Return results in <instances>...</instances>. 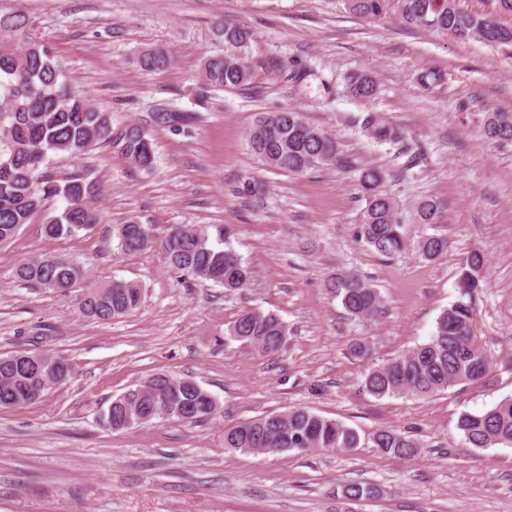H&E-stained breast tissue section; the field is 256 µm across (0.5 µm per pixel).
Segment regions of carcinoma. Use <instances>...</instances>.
I'll return each mask as SVG.
<instances>
[{
	"instance_id": "carcinoma-1",
	"label": "carcinoma",
	"mask_w": 512,
	"mask_h": 512,
	"mask_svg": "<svg viewBox=\"0 0 512 512\" xmlns=\"http://www.w3.org/2000/svg\"><path fill=\"white\" fill-rule=\"evenodd\" d=\"M489 8L467 10L459 0H345L348 10L362 18L375 19L396 13L408 26L427 28L459 41L476 40L512 49V0H487ZM19 20L0 22V40L21 37L24 47L0 50V245L10 241L34 216L44 215L43 232L50 238H72L102 221L97 207L102 196L100 181L88 168H77L58 177L49 167L51 156L76 155L99 143L112 147L140 172L155 169L153 142L145 127L118 121L75 94L50 51L39 41L23 35ZM252 34L235 23H224V52L209 55L202 65V78L209 88L247 85L252 72L245 52ZM168 57L161 50H147L140 67L153 71ZM352 96L371 99L378 92L376 80L367 74L349 84ZM362 132L374 141L402 138L384 117L369 114ZM485 135L496 141H512V117L490 112ZM250 151L266 167L298 174L319 166H338L359 172L358 181L367 195V206L357 224L356 238L380 255L403 252L410 244L407 225L401 223L395 200L381 186L385 172L360 166L346 156L336 138L311 125L302 113L261 112L247 131ZM441 207L423 201L418 223L440 222ZM119 247L136 253L157 246L168 266L184 281L211 282L227 291L250 285L251 271L228 241L229 231L210 225H181L158 240L153 228L129 220L116 229ZM414 248L425 260H435L448 250V240L437 234L420 237ZM484 253L475 249L460 263L458 297L436 320L429 339L414 348L384 360L371 361V346L364 339L350 345L356 357L366 361L362 387L376 397H430L460 384L482 380L492 371V360L483 350L472 353L476 303L483 291ZM15 277L32 286L68 293L86 278L83 269L62 257L29 259L18 263ZM327 291L355 318L376 315L380 293L353 272H340L326 281ZM143 291L133 281L114 280L90 288L80 297V312L87 318L109 321L131 315L140 306ZM227 334L252 346L261 357L281 352L288 337L287 325L275 314L258 308L241 312ZM41 361L39 377L27 371L28 361ZM70 373L67 360L47 353L16 352L0 356V408L31 404ZM218 409L213 396L194 378H176L156 373L113 399L114 431L128 430L160 419L197 423L212 418ZM463 443L469 448L512 447V397L489 408L464 411L457 420ZM380 452L407 459L417 455L422 444L406 431L391 427L372 435ZM360 445L357 432L328 419L307 406L283 413L242 421L224 433V448L254 454L283 452H350ZM375 487L345 484L331 495L329 512H355L353 505L375 496Z\"/></svg>"
}]
</instances>
